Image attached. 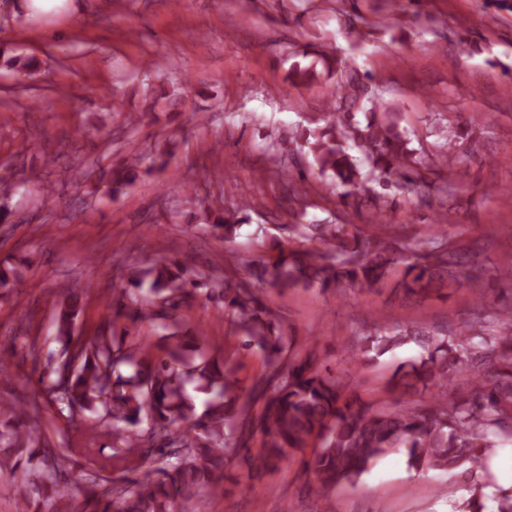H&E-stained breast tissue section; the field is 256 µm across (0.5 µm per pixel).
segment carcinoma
Returning <instances> with one entry per match:
<instances>
[{
  "mask_svg": "<svg viewBox=\"0 0 512 512\" xmlns=\"http://www.w3.org/2000/svg\"><path fill=\"white\" fill-rule=\"evenodd\" d=\"M334 74L324 125L297 132L319 175L347 188L344 199L375 204L377 217L385 215L384 206L362 196L369 181L400 193H415L419 186L442 190L417 169L410 140L398 129V113L378 110L359 70L335 58L328 65V75ZM358 112L365 122L355 119ZM350 149L362 158H353ZM163 166L160 154L147 165L141 155L130 154L110 166L107 192L118 195ZM202 210V227L228 242L245 223L248 204L231 211L215 201ZM281 228L288 233V247L274 238V254L241 268L227 253L222 279L192 274L181 262L165 258L146 270L130 269L113 288L112 307L134 322L166 319L169 311L201 295L224 302L239 349L222 361L205 356L196 338L177 332L163 336L167 347L162 355L117 337L110 325L80 342L73 330L90 289H63L55 316L59 349L46 358L39 389L26 402L0 398V470L10 471L28 494L17 512H28L33 499L67 497L65 456L45 444L39 414L40 398L61 382V401L68 410L101 408L105 417L122 424L113 437L112 458L131 477L110 482L80 475L84 508L91 512H192L229 478L232 460L250 451L248 441L256 433L262 435L258 471L276 468L290 450L311 449L300 463L325 512L334 487L357 483L395 451H405L407 466L416 473L480 476L495 441L512 437V301L492 303L483 293L475 296L463 336L451 329L378 322L358 336L355 362L410 342L422 349L420 356L397 363L387 382L391 394L457 387L451 398L442 394L377 411L351 393L350 371L330 366L286 335L254 284L337 291L374 288L397 273L396 285L405 293L445 298L471 279L470 255L448 249V240L437 232L407 243L375 234L370 224ZM305 239L320 248L303 247ZM19 277L10 262L0 264L1 289ZM255 349L263 355L265 370L242 403L237 358ZM190 388L207 396L199 415ZM483 488L475 486L458 512H484Z\"/></svg>",
  "mask_w": 512,
  "mask_h": 512,
  "instance_id": "obj_1",
  "label": "carcinoma"
}]
</instances>
